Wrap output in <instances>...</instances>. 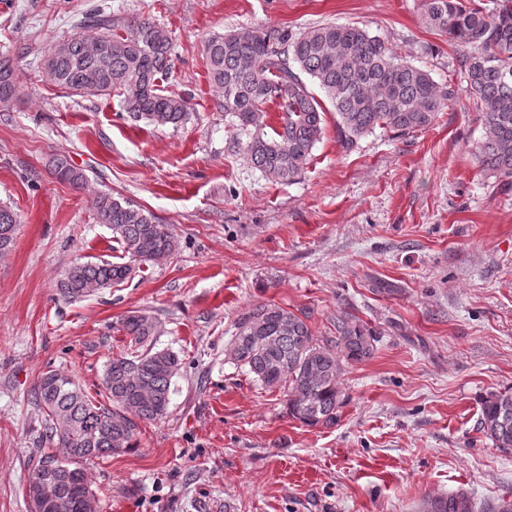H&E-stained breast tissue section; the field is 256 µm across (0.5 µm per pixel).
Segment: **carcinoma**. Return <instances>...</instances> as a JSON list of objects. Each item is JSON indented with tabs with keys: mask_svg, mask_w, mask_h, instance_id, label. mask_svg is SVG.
<instances>
[{
	"mask_svg": "<svg viewBox=\"0 0 512 512\" xmlns=\"http://www.w3.org/2000/svg\"><path fill=\"white\" fill-rule=\"evenodd\" d=\"M422 23L458 47L456 72L481 121L483 133L472 145L482 170L512 178V0H422ZM171 35L149 17L119 21L99 13L88 32L55 42L44 60L48 84L81 94L117 92L124 110L137 120L177 128L189 116L181 95L162 83L171 70ZM209 82L223 96L221 107L235 130L229 149L244 151L266 178L290 182L311 163L325 130V108L309 90L318 86L335 109L336 131L348 148L382 129L397 135L430 127L451 107L455 90L431 72L406 60L378 35L356 25L323 23L293 37L278 30H230L204 45ZM19 75L10 60H0V110L19 99ZM276 106L278 125L267 124ZM53 171H68L75 189L86 175L64 154ZM99 223L112 230L124 262H84L70 266L60 281L71 301L124 282L144 264H154L178 248L169 225L146 209L108 193L95 202ZM17 213L0 204V256L14 242ZM131 351L106 365L102 390L91 394L63 370L44 372L32 398L43 415L45 443L28 468L26 494L49 483L63 510L87 512L99 501L86 462L135 445L140 424L161 419L168 410L172 380L181 368L178 354L155 348L152 317L132 311L122 322ZM378 337L346 311L333 320L327 336H317L304 310L264 304L238 318L225 358L268 390L280 389L288 416L315 428L336 425L345 404L340 378L347 367L371 358ZM512 391L492 392L482 400L480 431L501 449H512V420L504 426ZM426 512H473L470 497L458 492L435 497Z\"/></svg>",
	"mask_w": 512,
	"mask_h": 512,
	"instance_id": "carcinoma-1",
	"label": "carcinoma"
}]
</instances>
